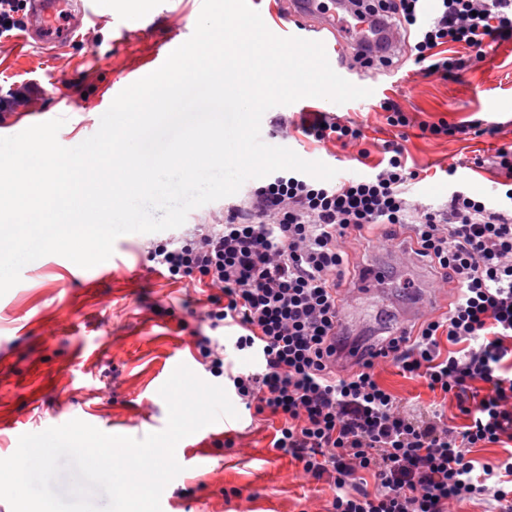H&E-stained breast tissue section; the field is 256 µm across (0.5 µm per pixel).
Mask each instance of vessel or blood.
I'll return each instance as SVG.
<instances>
[{
	"instance_id": "vessel-or-blood-1",
	"label": "vessel or blood",
	"mask_w": 512,
	"mask_h": 512,
	"mask_svg": "<svg viewBox=\"0 0 512 512\" xmlns=\"http://www.w3.org/2000/svg\"><path fill=\"white\" fill-rule=\"evenodd\" d=\"M90 0H32L26 25L31 28L39 43L60 46L76 32L75 26L56 23L58 12L92 17ZM355 7L345 0H333L323 6L321 0H289L288 14L295 18L296 28L284 29V36H295L323 42L326 50L335 54L336 63H343L350 55L360 56L362 62L377 66L381 60L398 54L403 42L396 37L382 19L366 15L361 24H352Z\"/></svg>"
}]
</instances>
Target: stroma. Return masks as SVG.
Returning <instances> with one entry per match:
<instances>
[{"mask_svg":"<svg viewBox=\"0 0 512 512\" xmlns=\"http://www.w3.org/2000/svg\"><path fill=\"white\" fill-rule=\"evenodd\" d=\"M202 0H95L94 18L77 37L46 50L21 45L22 29L0 43V97L25 84L37 95L28 104L0 115V135L57 117L66 122L58 141L66 147L94 135L96 114L110 107L114 93L135 74L155 69L159 47L174 50L195 28ZM393 68L352 67L354 84L374 86L373 96L344 104L304 98L269 109L261 122V139L292 149L303 159L318 160L340 175H364L384 157L392 139L379 103L398 100L416 119L451 123L481 120L496 135L457 140L422 135L408 128L403 146L419 174L409 200L444 207L456 189L483 196L497 209L512 207L495 171L474 167L475 158L494 155L512 144V41L488 52L484 62L453 78L417 75L409 50ZM312 112H330L364 126L366 138L347 147L318 143L281 128ZM368 150L361 160L360 150ZM458 164L448 178V164ZM217 200L190 211L183 226L156 233L120 236L108 261L84 269L49 254L21 272L20 282L0 297V455H7L26 433L80 419L114 435L141 438L165 429L168 409L159 394L177 365H187L206 382L224 385L203 364L195 333L222 339L205 318L207 296L192 281L174 282L161 274L146 253L148 243L174 240L198 224L215 222L226 202ZM431 274L421 263L355 290L345 312L351 336L376 339L379 332L411 328L415 309L426 302L441 309L445 292L430 288ZM381 381L400 399L418 408L431 407L435 396L424 380L398 374L378 364ZM232 431L234 447L224 445ZM269 422L238 408L184 438L175 449L182 472L164 489L162 512H322L330 498L327 485L303 474L301 467L273 448Z\"/></svg>","mask_w":512,"mask_h":512,"instance_id":"35a3bbf8","label":"stroma"}]
</instances>
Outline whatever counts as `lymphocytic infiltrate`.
I'll list each match as a JSON object with an SVG mask.
<instances>
[{
    "label": "lymphocytic infiltrate",
    "instance_id": "1",
    "mask_svg": "<svg viewBox=\"0 0 512 512\" xmlns=\"http://www.w3.org/2000/svg\"><path fill=\"white\" fill-rule=\"evenodd\" d=\"M434 2L366 6L412 40L423 76H448L512 39V0ZM447 45L464 52L444 55ZM299 130L344 147L364 137L360 123L327 112L302 119ZM385 150L386 165L368 175L267 178L225 207L222 223L151 243L148 256L170 279L197 274L213 288L211 329L232 330L234 349L258 367H226L208 336L195 339L200 356L246 410L279 420L273 448L328 484L326 512H448L449 503L474 500L512 512V210L462 190L440 209L413 203L418 172L400 144ZM402 234L435 286L451 289L447 311L375 343L349 337L345 303L370 273L354 261L358 246ZM349 349L356 361H346ZM381 362L454 400L458 423L395 396L375 372ZM489 445L507 456L472 457Z\"/></svg>",
    "mask_w": 512,
    "mask_h": 512
}]
</instances>
